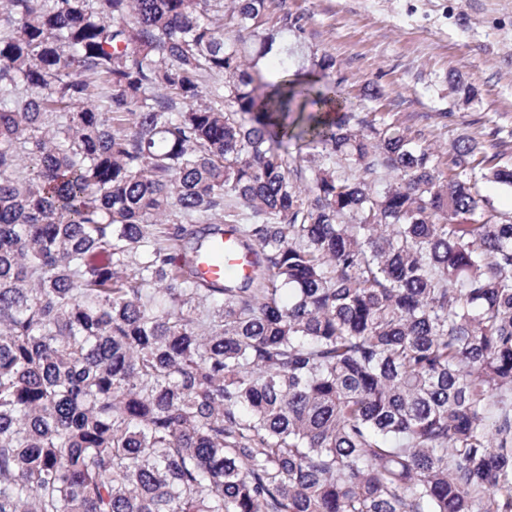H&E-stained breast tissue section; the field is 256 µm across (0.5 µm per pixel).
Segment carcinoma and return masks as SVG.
I'll list each match as a JSON object with an SVG mask.
<instances>
[{"label":"carcinoma","instance_id":"cac0c4a2","mask_svg":"<svg viewBox=\"0 0 512 512\" xmlns=\"http://www.w3.org/2000/svg\"><path fill=\"white\" fill-rule=\"evenodd\" d=\"M287 2L0 0V512H512V165L256 80ZM481 194L487 197L499 215H512V189L496 184H483ZM251 257L242 251L233 235H224V264L212 265L205 255H199L196 261L198 275L207 280L223 279L230 271L238 275L250 271Z\"/></svg>","mask_w":512,"mask_h":512}]
</instances>
